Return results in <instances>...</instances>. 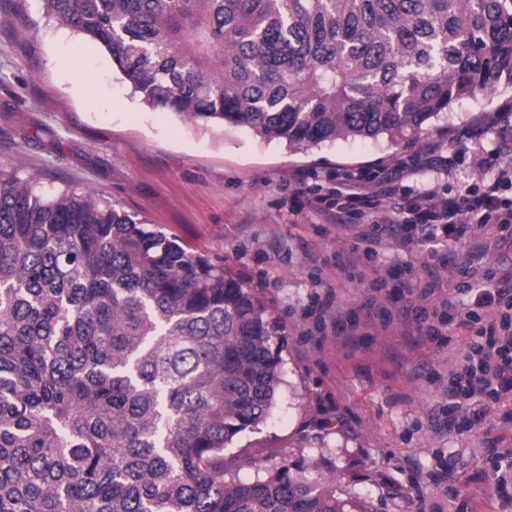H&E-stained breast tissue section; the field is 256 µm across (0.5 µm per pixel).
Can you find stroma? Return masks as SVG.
<instances>
[{"mask_svg":"<svg viewBox=\"0 0 512 512\" xmlns=\"http://www.w3.org/2000/svg\"><path fill=\"white\" fill-rule=\"evenodd\" d=\"M510 103L502 82L456 101L414 141L290 149L145 106L101 47L49 22L41 0H0V163L47 192L96 191L254 290L283 323L284 383L267 421L234 448L333 479L367 512H482L494 496L491 440L512 449V400L473 426L449 415L463 339L404 319L422 254L384 243L378 264L399 270L385 311L364 307L365 288L336 266L354 241L308 205L309 191L447 145Z\"/></svg>","mask_w":512,"mask_h":512,"instance_id":"obj_1","label":"stroma"}]
</instances>
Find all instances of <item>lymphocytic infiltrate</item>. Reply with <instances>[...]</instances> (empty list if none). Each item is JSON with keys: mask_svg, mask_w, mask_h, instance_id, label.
Instances as JSON below:
<instances>
[{"mask_svg": "<svg viewBox=\"0 0 512 512\" xmlns=\"http://www.w3.org/2000/svg\"><path fill=\"white\" fill-rule=\"evenodd\" d=\"M472 136L492 141L493 160L477 164L474 183L458 191L441 186L464 154L463 148L452 147L426 163V185L404 184L399 170L348 173L337 183L334 202L316 194L310 204L327 213L337 229L357 228L359 247L336 257L345 270H357L388 239L402 251L424 252L421 268L429 274L447 266L449 253L461 251L462 279L453 288L471 295V303H449L444 315L420 308L417 324L431 336L447 328L465 335L466 344L449 373L448 408L476 422L512 391V265L479 274L472 267L489 249L488 243L474 241V227L489 229L497 240L512 227V122L502 112L486 114ZM384 204L389 215L381 220L377 214Z\"/></svg>", "mask_w": 512, "mask_h": 512, "instance_id": "1", "label": "lymphocytic infiltrate"}]
</instances>
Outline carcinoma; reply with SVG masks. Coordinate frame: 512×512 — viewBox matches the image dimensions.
<instances>
[{
  "label": "carcinoma",
  "instance_id": "obj_1",
  "mask_svg": "<svg viewBox=\"0 0 512 512\" xmlns=\"http://www.w3.org/2000/svg\"><path fill=\"white\" fill-rule=\"evenodd\" d=\"M42 3L149 106L290 146L413 140L512 85V0ZM281 331L223 265L1 163L0 512H368L228 452L277 404Z\"/></svg>",
  "mask_w": 512,
  "mask_h": 512
}]
</instances>
